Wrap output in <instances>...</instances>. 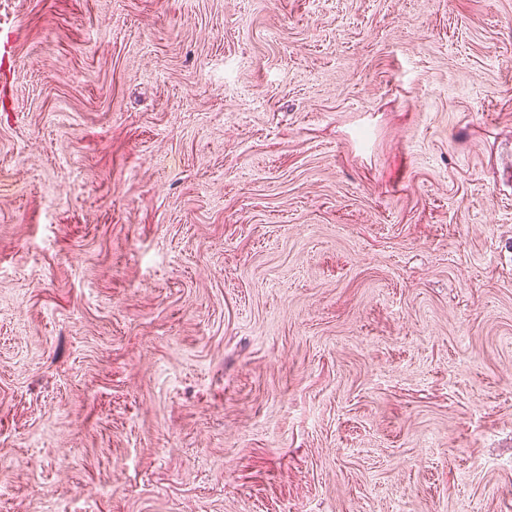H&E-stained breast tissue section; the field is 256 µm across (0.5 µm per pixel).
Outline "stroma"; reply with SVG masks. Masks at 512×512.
<instances>
[{
    "instance_id": "stroma-1",
    "label": "stroma",
    "mask_w": 512,
    "mask_h": 512,
    "mask_svg": "<svg viewBox=\"0 0 512 512\" xmlns=\"http://www.w3.org/2000/svg\"><path fill=\"white\" fill-rule=\"evenodd\" d=\"M0 512H512V0H0Z\"/></svg>"
}]
</instances>
